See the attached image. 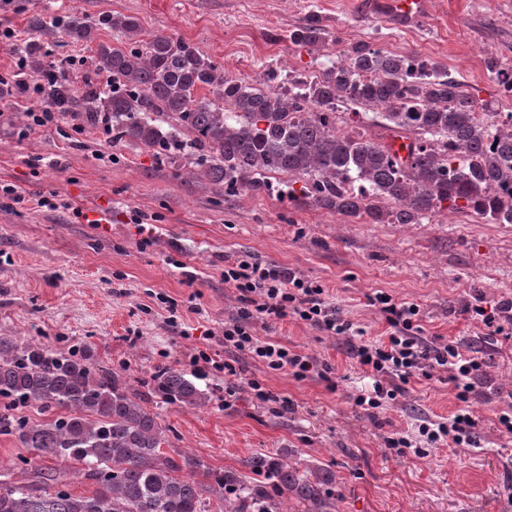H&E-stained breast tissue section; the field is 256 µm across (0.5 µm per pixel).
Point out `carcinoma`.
<instances>
[{"instance_id": "1", "label": "carcinoma", "mask_w": 512, "mask_h": 512, "mask_svg": "<svg viewBox=\"0 0 512 512\" xmlns=\"http://www.w3.org/2000/svg\"><path fill=\"white\" fill-rule=\"evenodd\" d=\"M29 28L83 43L110 32L115 41L96 45L79 91L65 64L47 61L46 44L30 41L18 49L25 66L6 83L7 95L26 93L38 76L56 111L104 123L113 141L178 173L187 167L225 196L265 193L271 179L286 176L288 201L372 224H422L445 209L512 224V131L477 120L482 104L436 63L353 42L300 99L271 86L273 68L257 89L225 76L223 66L181 37L140 40L134 16L103 13L90 24L79 12L48 7L31 15ZM288 40L319 49L329 33L313 13ZM488 70L512 89L511 63L490 59ZM341 97L372 102L377 112L338 129L325 108ZM144 386L141 392L94 367L76 348L0 336V434L41 459L75 464V475L93 486L89 495L75 494L64 476L20 456L15 468L30 479L0 471V512H281L271 493L277 487L291 491L302 512L333 507L332 477L312 482L269 456L250 458L256 479L249 483L202 459L174 458L169 428L154 408L198 406L205 393L173 368ZM31 407L49 418L29 422L23 412Z\"/></svg>"}]
</instances>
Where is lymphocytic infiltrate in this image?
I'll return each instance as SVG.
<instances>
[{"label": "lymphocytic infiltrate", "instance_id": "lymphocytic-infiltrate-1", "mask_svg": "<svg viewBox=\"0 0 512 512\" xmlns=\"http://www.w3.org/2000/svg\"><path fill=\"white\" fill-rule=\"evenodd\" d=\"M222 275L242 304L237 317L224 324L225 351L249 355L267 369L286 372L299 381L314 376L323 380L328 371L318 367L314 357L297 347L257 336L254 324L291 316L327 335L343 338L350 359L370 381L352 397L355 406L367 413L382 410L404 396L411 382L446 373L456 410L446 417L417 419L413 433H395L387 438L386 445L417 456L430 448L479 447V421L471 409L472 400L479 392L489 401L498 394L487 375L488 361L482 352L461 340H429L418 304L382 291L375 293L369 302L378 310L386 330L369 340L361 327L328 301L323 285L292 270L241 253L225 256ZM465 311L471 320L497 334L512 336L511 298L469 304Z\"/></svg>", "mask_w": 512, "mask_h": 512}]
</instances>
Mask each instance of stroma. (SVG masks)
Listing matches in <instances>:
<instances>
[{"label":"stroma","instance_id":"1","mask_svg":"<svg viewBox=\"0 0 512 512\" xmlns=\"http://www.w3.org/2000/svg\"><path fill=\"white\" fill-rule=\"evenodd\" d=\"M48 4L91 21L103 12L135 15L143 37L181 36L236 79L270 65L284 76L321 74L327 56L371 31L376 46L439 62L479 102L501 105L486 62H512V0H427L413 23L384 18L381 0H0V23L33 40L28 18ZM312 13L331 35L320 54L286 37ZM49 46L52 61H73L70 76L82 87L92 46L61 36ZM26 122L13 109L0 114V185L25 198L18 204L0 192V336L78 346L132 387L165 367L192 374L194 350L223 353L224 322L241 306L221 277L228 254L247 252L319 281L372 338L386 328L368 304L378 290L417 303L426 336L480 348L488 330L465 306L512 297V224L450 212L430 224H366L273 194L226 199L100 128L64 117L59 129L22 139ZM40 197L53 198L55 209L33 208ZM138 211L152 218L147 246L131 222ZM160 293L176 302L180 324L169 322ZM255 329L330 365L337 389L234 355L235 374L200 381L205 405L161 408L178 450L243 478L259 453L302 473H332V512H512V445L494 425L512 401L473 402L480 447L399 454L385 438L417 418L450 415L456 401L448 384L412 382L370 417L350 398L358 374L341 339L292 317ZM254 379L273 401L253 398ZM284 398L293 410L282 409Z\"/></svg>","mask_w":512,"mask_h":512}]
</instances>
